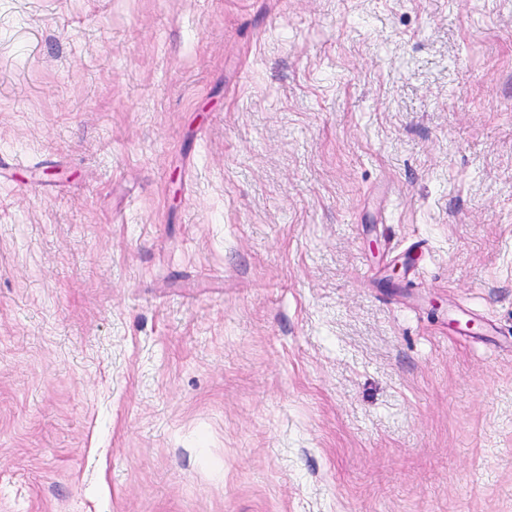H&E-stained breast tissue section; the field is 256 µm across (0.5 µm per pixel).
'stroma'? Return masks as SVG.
<instances>
[{"mask_svg":"<svg viewBox=\"0 0 512 512\" xmlns=\"http://www.w3.org/2000/svg\"><path fill=\"white\" fill-rule=\"evenodd\" d=\"M0 512H512V0H0Z\"/></svg>","mask_w":512,"mask_h":512,"instance_id":"obj_1","label":"stroma"}]
</instances>
